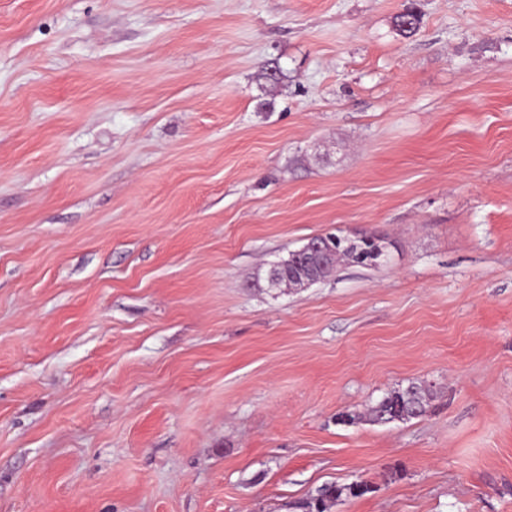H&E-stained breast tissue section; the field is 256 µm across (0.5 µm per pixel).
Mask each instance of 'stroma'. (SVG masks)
Wrapping results in <instances>:
<instances>
[{
	"instance_id": "1",
	"label": "stroma",
	"mask_w": 512,
	"mask_h": 512,
	"mask_svg": "<svg viewBox=\"0 0 512 512\" xmlns=\"http://www.w3.org/2000/svg\"><path fill=\"white\" fill-rule=\"evenodd\" d=\"M360 481L330 512H512V0H0V512ZM347 246L345 250L349 251L356 263H376L380 259H385L386 254L378 247V241L369 234H355L353 238H346ZM368 253L370 257L363 261V257ZM367 263V264H368ZM430 400L427 388L412 383L385 395L371 407L369 419L374 422H392L417 418L427 412Z\"/></svg>"
}]
</instances>
